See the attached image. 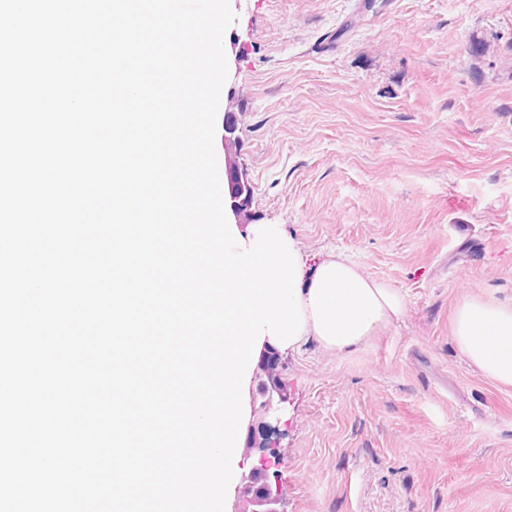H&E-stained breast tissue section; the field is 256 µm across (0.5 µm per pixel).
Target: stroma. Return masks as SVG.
Here are the masks:
<instances>
[{"instance_id": "35a3bbf8", "label": "stroma", "mask_w": 512, "mask_h": 512, "mask_svg": "<svg viewBox=\"0 0 512 512\" xmlns=\"http://www.w3.org/2000/svg\"><path fill=\"white\" fill-rule=\"evenodd\" d=\"M230 0L238 237L278 225L306 278L343 254L405 299L339 353L279 348L281 512H512V387L451 334L512 304V0Z\"/></svg>"}]
</instances>
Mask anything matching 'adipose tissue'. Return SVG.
<instances>
[{"mask_svg": "<svg viewBox=\"0 0 512 512\" xmlns=\"http://www.w3.org/2000/svg\"><path fill=\"white\" fill-rule=\"evenodd\" d=\"M206 257L224 289L210 306L192 315L207 320L221 338L213 366L223 373L216 385L222 406L219 414H211L196 390L190 415L222 432L223 443L200 449L201 461L190 470L173 472V486L154 512H198L202 495L220 504L234 471L244 419L243 381L259 341L269 337L294 347L312 336L344 352L364 343L377 327L399 321L405 307L398 291L365 277L341 255L324 261L308 288L298 287V253L272 224L257 228L235 252L210 239ZM452 336L471 366L499 385L512 386V306L465 301L455 311Z\"/></svg>", "mask_w": 512, "mask_h": 512, "instance_id": "obj_1", "label": "adipose tissue"}]
</instances>
